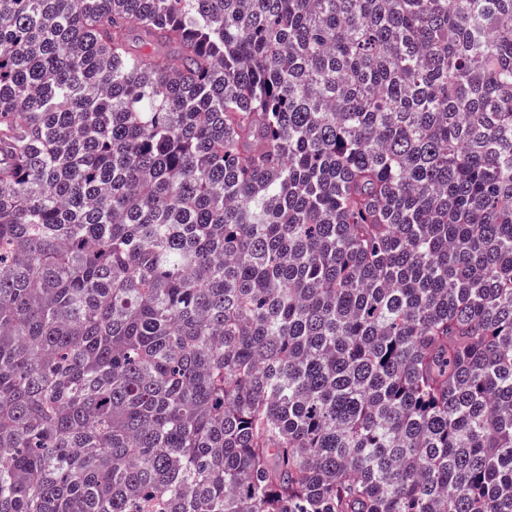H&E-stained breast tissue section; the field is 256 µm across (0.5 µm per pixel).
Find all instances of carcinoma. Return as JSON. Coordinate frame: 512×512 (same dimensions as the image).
<instances>
[{"label": "carcinoma", "instance_id": "carcinoma-1", "mask_svg": "<svg viewBox=\"0 0 512 512\" xmlns=\"http://www.w3.org/2000/svg\"><path fill=\"white\" fill-rule=\"evenodd\" d=\"M0 512H512V0H0Z\"/></svg>", "mask_w": 512, "mask_h": 512}]
</instances>
